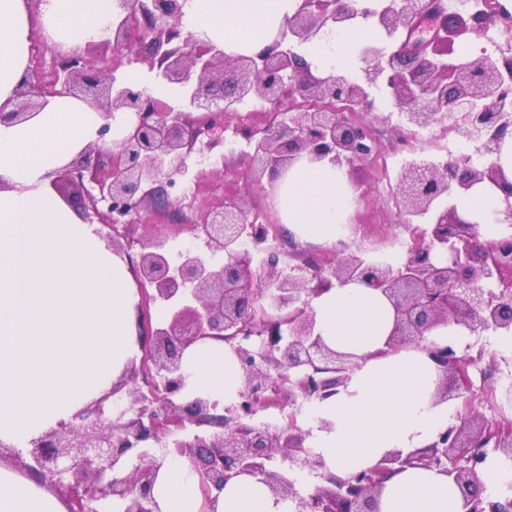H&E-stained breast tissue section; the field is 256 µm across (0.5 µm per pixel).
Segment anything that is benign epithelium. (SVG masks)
I'll return each instance as SVG.
<instances>
[{
  "label": "benign epithelium",
  "instance_id": "benign-epithelium-1",
  "mask_svg": "<svg viewBox=\"0 0 512 512\" xmlns=\"http://www.w3.org/2000/svg\"><path fill=\"white\" fill-rule=\"evenodd\" d=\"M185 2L115 0L123 18L112 30L113 59L55 44L60 66L47 77L28 69L7 105H0V123H12L32 117L48 96L89 100L105 119L99 129L102 139L111 132L116 113L135 117L112 141L108 164L89 165L90 155L100 151L90 145L59 170L65 179L89 173L100 196L86 192L83 207L101 215L105 224L112 223V211L125 202L138 204L157 194L162 202L169 201L163 184L173 185L188 170L199 136L208 138L209 148L219 143L224 114L246 99L288 102L282 118L250 138L248 166L258 185L266 174L276 182L304 156L347 167L370 156L367 126L349 113L371 112L377 121L390 122L391 114L373 111L369 90L380 86L401 107L406 125L460 121L486 156L499 153L512 135V59L485 52L464 61L452 57L455 44L484 31L488 12L447 17L440 0H379L375 8L360 9L347 0H301L261 50L228 54L183 33ZM358 17L388 38L404 33L406 41L390 54L365 47L361 58L367 65L358 81L343 70L312 74L296 48ZM141 48L149 69L183 89V105L197 117L187 119L184 109L162 105L118 79L117 60ZM484 182L502 190L512 221V182L499 166L480 168L467 159L408 164L397 186L396 206L406 223L426 218L428 224L396 268L351 253L336 260L330 275L308 278L283 273L278 254L269 252L261 260L262 281L256 286L243 241L266 242L272 226L249 219L250 210L241 201L208 211L196 225L206 247L224 254L220 263L189 252L173 269L165 254L166 239L150 238L139 254V277L153 287L150 299L174 303L166 323L152 334L146 355L162 382L160 395L148 400L132 390L130 405L123 408L114 400L120 393L114 386L70 421L31 439V462L19 464L50 484L76 512H105L112 501L121 503L123 512H154L152 489L166 454L156 455L153 443L189 459L211 505L212 491L248 474L290 500L293 512H375V498L392 466L423 465L453 477L468 512H512V501H485L479 494L486 478L484 447L491 443L512 456L511 426L470 418L448 427L419 452H392L373 469L348 478L330 475L326 484L301 495L288 470L273 466L277 454L290 467L319 464L298 457L304 435L295 423L282 430L245 423L274 379L320 400L345 384L352 356L328 347L315 334L312 306L314 297L335 283L360 281L389 299L396 315L389 345L423 347L443 374L441 397L448 398L450 380L458 393L469 389L468 368L474 359L452 343L428 341L426 333L449 323L471 332L512 330V287L487 288L512 278V236L480 242L475 223L449 204L454 195ZM204 338L234 347L243 379L240 402L228 409L233 425L227 432L185 435L189 424L210 423L219 406L189 391L186 383L184 351Z\"/></svg>",
  "mask_w": 512,
  "mask_h": 512
}]
</instances>
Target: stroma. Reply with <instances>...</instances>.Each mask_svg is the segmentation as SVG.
I'll return each instance as SVG.
<instances>
[{
	"mask_svg": "<svg viewBox=\"0 0 512 512\" xmlns=\"http://www.w3.org/2000/svg\"><path fill=\"white\" fill-rule=\"evenodd\" d=\"M371 95L375 111L393 115L390 123L370 125L374 139L392 158L386 161L370 156L348 168L353 195L344 225V240L327 246L295 239L281 225L279 217L271 214L266 192L250 185L246 160L226 157L223 146L218 145L192 155V167L185 176L186 181L196 187L192 206L178 202L161 210L153 199H145L139 214L126 229L125 239L132 244L127 252L128 259L138 261L140 243L156 234L167 240L170 264H179L188 249L204 259H211V252L197 237L194 226L209 209L239 199L246 201L252 213L269 218L276 225V245L284 254L283 270L303 266L308 275L324 276L337 256L352 251L387 257L393 239L409 232L392 194L404 164L413 159L447 161L448 139L445 126L439 124L408 127L400 117L394 116L395 105L385 90H372ZM459 349L473 355L475 361L469 368L471 390L467 397L451 399L454 407L451 424L457 425L463 418L475 416L505 427L512 425V343L485 329L466 336ZM275 397V407L259 406L249 419L250 425H283L292 420L302 431H311L318 399L300 396L292 401L283 389L278 390Z\"/></svg>",
	"mask_w": 512,
	"mask_h": 512,
	"instance_id": "1",
	"label": "stroma"
}]
</instances>
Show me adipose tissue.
<instances>
[{"label":"adipose tissue","mask_w":512,"mask_h":512,"mask_svg":"<svg viewBox=\"0 0 512 512\" xmlns=\"http://www.w3.org/2000/svg\"><path fill=\"white\" fill-rule=\"evenodd\" d=\"M114 0H0V103L29 67L32 20L48 41L79 49L109 37L119 17ZM298 0H188L181 24L229 54L259 51ZM371 22L356 19L313 42L309 56L323 72L349 71L356 44ZM102 119L87 102L47 97L23 123H0V441L23 446L105 396L137 353L130 264L105 250L49 184L97 141ZM350 191L345 169L303 158L269 194L267 204L297 239L336 243ZM454 204L477 224L481 241L512 235L500 189L481 183ZM317 330L357 366L345 387L323 400L320 418L333 430H313L309 446L323 469L346 477L376 466L394 451L426 448L450 421L441 402V373L420 347L391 348L395 312L378 290L359 282L333 285L313 301ZM190 389L235 405L242 388L230 344L203 339L184 353ZM158 512H208L198 476L187 459H168L153 486ZM217 512H290L249 476L231 478L218 493ZM377 512H467L448 474L420 466L390 471ZM0 512H70L38 478L0 463Z\"/></svg>","instance_id":"adipose-tissue-1"}]
</instances>
